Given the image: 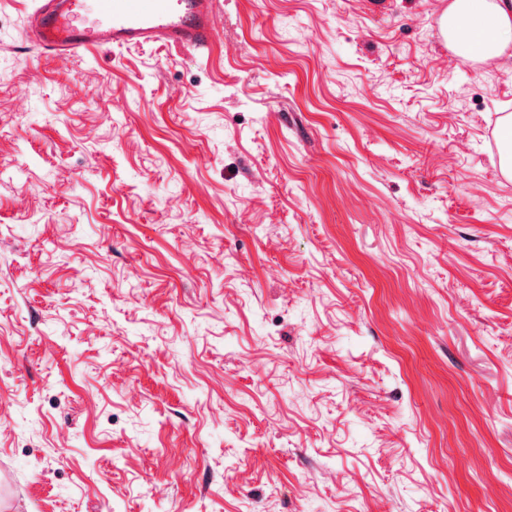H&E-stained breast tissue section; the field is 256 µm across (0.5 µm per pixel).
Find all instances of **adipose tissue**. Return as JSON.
I'll use <instances>...</instances> for the list:
<instances>
[{"label":"adipose tissue","instance_id":"adipose-tissue-1","mask_svg":"<svg viewBox=\"0 0 512 512\" xmlns=\"http://www.w3.org/2000/svg\"><path fill=\"white\" fill-rule=\"evenodd\" d=\"M438 25L443 39L465 59H512V0H448Z\"/></svg>","mask_w":512,"mask_h":512}]
</instances>
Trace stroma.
Returning <instances> with one entry per match:
<instances>
[{
  "label": "stroma",
  "instance_id": "stroma-1",
  "mask_svg": "<svg viewBox=\"0 0 512 512\" xmlns=\"http://www.w3.org/2000/svg\"><path fill=\"white\" fill-rule=\"evenodd\" d=\"M0 0V512H512V67L448 0H224L212 53ZM499 164L506 175L512 177V115H506L499 124Z\"/></svg>",
  "mask_w": 512,
  "mask_h": 512
}]
</instances>
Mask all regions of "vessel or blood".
I'll return each mask as SVG.
<instances>
[{
  "label": "vessel or blood",
  "instance_id": "1",
  "mask_svg": "<svg viewBox=\"0 0 512 512\" xmlns=\"http://www.w3.org/2000/svg\"><path fill=\"white\" fill-rule=\"evenodd\" d=\"M25 50L80 58L94 49L161 43L203 57L217 37L224 0H32Z\"/></svg>",
  "mask_w": 512,
  "mask_h": 512
}]
</instances>
